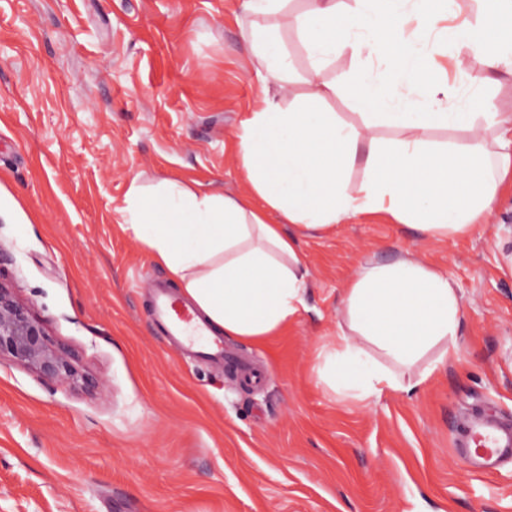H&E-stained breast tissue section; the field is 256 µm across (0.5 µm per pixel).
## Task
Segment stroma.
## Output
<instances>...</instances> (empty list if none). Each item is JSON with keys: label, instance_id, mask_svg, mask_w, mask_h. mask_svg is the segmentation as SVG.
Masks as SVG:
<instances>
[{"label": "stroma", "instance_id": "1", "mask_svg": "<svg viewBox=\"0 0 512 512\" xmlns=\"http://www.w3.org/2000/svg\"><path fill=\"white\" fill-rule=\"evenodd\" d=\"M242 4L0 0V279L97 382L48 383L0 360V512H512V462L481 474L456 452L474 414L512 420L511 182L462 237L379 213L300 232L304 307L264 343L224 339L259 385L153 323L152 287L168 277L124 222L132 178L246 191L240 123L278 86L251 63L243 25L279 27L294 92L308 91L298 33ZM443 49L459 98L512 113V80L487 81L472 56L455 73L461 48ZM361 67L327 64L338 91L324 108L356 126ZM408 252L458 294V353L415 394L343 398L315 365L344 290L361 264Z\"/></svg>", "mask_w": 512, "mask_h": 512}]
</instances>
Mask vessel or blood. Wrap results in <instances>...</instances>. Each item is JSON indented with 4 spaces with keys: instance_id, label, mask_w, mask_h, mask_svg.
<instances>
[{
    "instance_id": "obj_1",
    "label": "vessel or blood",
    "mask_w": 512,
    "mask_h": 512,
    "mask_svg": "<svg viewBox=\"0 0 512 512\" xmlns=\"http://www.w3.org/2000/svg\"><path fill=\"white\" fill-rule=\"evenodd\" d=\"M152 317L173 343H181L186 336L200 337V345L193 349L195 356L205 360L224 358L223 340L209 338L207 326L196 319L192 308L176 306L166 288L159 285L153 289ZM458 453L475 471L490 473L497 470L502 463L512 460V424L490 420L472 423Z\"/></svg>"
}]
</instances>
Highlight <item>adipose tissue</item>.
I'll use <instances>...</instances> for the list:
<instances>
[{
  "label": "adipose tissue",
  "mask_w": 512,
  "mask_h": 512,
  "mask_svg": "<svg viewBox=\"0 0 512 512\" xmlns=\"http://www.w3.org/2000/svg\"><path fill=\"white\" fill-rule=\"evenodd\" d=\"M454 10L455 0H355L342 14L336 0H309L305 12L285 14L315 63L309 100L285 109L266 96L242 121L237 156L248 193H199L171 180L147 187L132 178L127 224L214 332L259 343L303 306L307 270L295 230H327L378 211L428 237L449 238L469 232L488 211L512 175V113L494 111L479 94L474 102L484 115L455 109L456 93L436 74L431 52L405 30L413 19L434 30ZM452 35L487 73L512 76V0H493L478 23L460 24ZM244 38L281 94L292 95L280 37L254 27ZM338 52L385 64L387 80L374 82L362 70L350 88L370 109L372 125L404 131L405 139L384 143L371 129L318 109L336 93L323 65ZM488 126L493 152L485 145ZM432 127L464 130L468 142L429 147L422 135ZM357 166L365 176L353 184L347 173ZM272 211L280 223H269ZM341 306L346 328L318 368L340 395L364 402L415 393L457 352L459 297L447 273L413 254L361 266Z\"/></svg>",
  "instance_id": "adipose-tissue-1"
}]
</instances>
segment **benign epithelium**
I'll use <instances>...</instances> for the list:
<instances>
[{"label":"benign epithelium","instance_id":"obj_1","mask_svg":"<svg viewBox=\"0 0 512 512\" xmlns=\"http://www.w3.org/2000/svg\"><path fill=\"white\" fill-rule=\"evenodd\" d=\"M22 364L50 383L74 386L89 384L88 376L74 361L71 350L54 340L44 323L20 300L8 284L0 281V356Z\"/></svg>","mask_w":512,"mask_h":512}]
</instances>
